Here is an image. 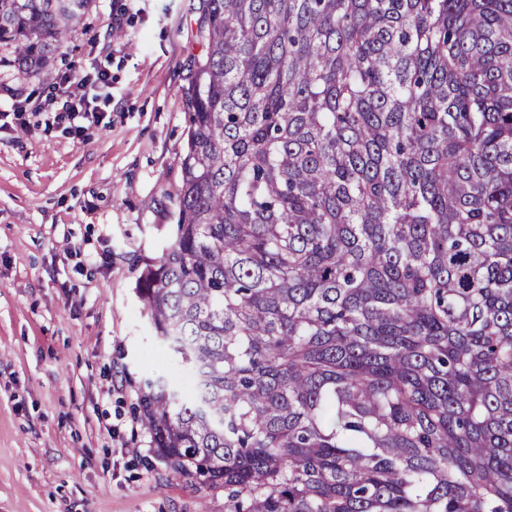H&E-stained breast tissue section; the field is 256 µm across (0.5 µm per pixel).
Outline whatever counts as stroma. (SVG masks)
<instances>
[{
  "mask_svg": "<svg viewBox=\"0 0 512 512\" xmlns=\"http://www.w3.org/2000/svg\"><path fill=\"white\" fill-rule=\"evenodd\" d=\"M202 0H91L38 84L0 65V512H224L174 477L136 409L140 380L192 387L135 286L173 241L183 87ZM108 73L81 138L16 126L55 82Z\"/></svg>",
  "mask_w": 512,
  "mask_h": 512,
  "instance_id": "35a3bbf8",
  "label": "stroma"
}]
</instances>
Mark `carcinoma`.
Wrapping results in <instances>:
<instances>
[{
  "instance_id": "1",
  "label": "carcinoma",
  "mask_w": 512,
  "mask_h": 512,
  "mask_svg": "<svg viewBox=\"0 0 512 512\" xmlns=\"http://www.w3.org/2000/svg\"><path fill=\"white\" fill-rule=\"evenodd\" d=\"M90 0H0L50 77ZM145 383L224 512H512V0H205Z\"/></svg>"
}]
</instances>
